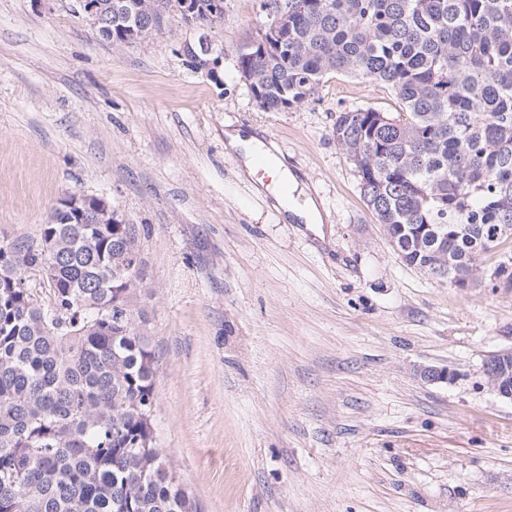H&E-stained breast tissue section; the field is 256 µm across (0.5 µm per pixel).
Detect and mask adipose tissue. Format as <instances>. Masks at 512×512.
Masks as SVG:
<instances>
[{
    "label": "adipose tissue",
    "mask_w": 512,
    "mask_h": 512,
    "mask_svg": "<svg viewBox=\"0 0 512 512\" xmlns=\"http://www.w3.org/2000/svg\"><path fill=\"white\" fill-rule=\"evenodd\" d=\"M224 147L228 152L239 154L246 169H253L256 154H264L272 166V180L267 186L277 208L281 209L287 219L300 224H318L322 216L314 198H305L303 203H289L285 188L300 189L298 177L280 160L278 149L266 142L259 132L245 131L239 128L225 131Z\"/></svg>",
    "instance_id": "adipose-tissue-1"
}]
</instances>
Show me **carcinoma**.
Returning a JSON list of instances; mask_svg holds the SVG:
<instances>
[{"label":"carcinoma","mask_w":512,"mask_h":512,"mask_svg":"<svg viewBox=\"0 0 512 512\" xmlns=\"http://www.w3.org/2000/svg\"><path fill=\"white\" fill-rule=\"evenodd\" d=\"M94 2L98 35L120 48L182 0H148L129 25L116 0ZM192 3L197 24L222 19L212 0ZM259 11L262 34L236 56L255 102L293 109L336 73L389 89L401 111L340 112L332 135L399 258L478 286L486 256L512 239V0H259ZM53 218L36 246L0 244V512H200L155 446L158 361L134 324L144 278L113 284L112 225ZM47 264L44 305L24 284ZM117 310L131 320L121 329Z\"/></svg>","instance_id":"1"}]
</instances>
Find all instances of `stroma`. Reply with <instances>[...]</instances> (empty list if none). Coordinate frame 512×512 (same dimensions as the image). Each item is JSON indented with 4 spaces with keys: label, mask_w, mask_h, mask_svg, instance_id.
<instances>
[{
    "label": "stroma",
    "mask_w": 512,
    "mask_h": 512,
    "mask_svg": "<svg viewBox=\"0 0 512 512\" xmlns=\"http://www.w3.org/2000/svg\"><path fill=\"white\" fill-rule=\"evenodd\" d=\"M262 27L257 0H224L214 27L173 11L118 50L69 0H0V242L38 243L73 193L133 226L156 443L200 512H512V403L482 375L512 347V289L400 260L332 136L392 96L331 75L264 110L236 67ZM237 127L276 142L322 223L284 220L225 152Z\"/></svg>",
    "instance_id": "obj_1"
}]
</instances>
